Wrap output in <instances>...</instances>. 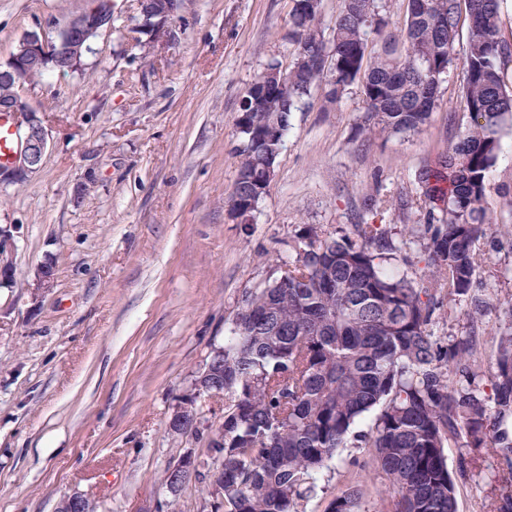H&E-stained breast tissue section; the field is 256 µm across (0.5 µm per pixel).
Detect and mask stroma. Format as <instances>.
<instances>
[{"label":"stroma","instance_id":"stroma-1","mask_svg":"<svg viewBox=\"0 0 512 512\" xmlns=\"http://www.w3.org/2000/svg\"><path fill=\"white\" fill-rule=\"evenodd\" d=\"M89 0H0V61L22 35H56ZM291 0H180L174 36L143 51L137 0H115L112 27L80 70L45 72L19 92L41 112L49 149L21 186H0V225H13L0 285V512H56L74 493L97 512H215L201 484L170 496L168 466L209 453L169 430L180 395L222 346L245 291L262 286L299 230L398 224L402 254L428 207L418 172L464 131V73L454 63L441 103L418 133L357 138L360 85L339 102L322 92L293 112L268 194L251 217L229 198L239 159L236 118L247 89L272 59L294 60ZM408 210L394 209L398 199ZM492 223L512 225V126L487 177ZM481 297L512 301V238L476 246ZM54 284L34 294L43 264ZM458 512H486L502 470L490 449H447ZM369 451L346 448L325 472L324 512L352 478L379 512L388 486Z\"/></svg>","mask_w":512,"mask_h":512}]
</instances>
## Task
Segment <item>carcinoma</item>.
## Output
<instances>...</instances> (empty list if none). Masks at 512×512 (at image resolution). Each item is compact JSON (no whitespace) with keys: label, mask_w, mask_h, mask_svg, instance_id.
I'll return each mask as SVG.
<instances>
[{"label":"carcinoma","mask_w":512,"mask_h":512,"mask_svg":"<svg viewBox=\"0 0 512 512\" xmlns=\"http://www.w3.org/2000/svg\"><path fill=\"white\" fill-rule=\"evenodd\" d=\"M408 9L404 32L387 30L378 0H341L325 37L321 8L292 7L295 58L288 90L244 114L237 127L235 185L251 197L279 150L253 132H288L291 113L312 91L337 102L361 84L364 138L418 131L440 104V87L467 26L461 105L463 136L419 173L430 223L421 230V274L401 255L392 229L353 224L327 231L307 224L296 256L274 260L273 276L245 292L240 321L215 358L224 382V442L198 483L224 512H299L344 448L371 449L387 476L381 512H458L446 448H490L508 470L488 512H512V304L479 350L478 321L491 303L475 293V245L499 231L486 206V178L500 134L512 120V42L501 35L502 0H425ZM382 49L369 50L371 36ZM406 57L397 53L399 39ZM327 67L308 64L320 56ZM469 307V327L442 340L432 325L444 304ZM491 382V393L483 381ZM363 482L345 486L326 512H354Z\"/></svg>","instance_id":"carcinoma-1"}]
</instances>
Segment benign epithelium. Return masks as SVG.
Returning <instances> with one entry per match:
<instances>
[{"mask_svg":"<svg viewBox=\"0 0 512 512\" xmlns=\"http://www.w3.org/2000/svg\"><path fill=\"white\" fill-rule=\"evenodd\" d=\"M113 5L114 0H94L91 7L74 16L54 37L41 31L24 34L16 51L6 62H0V84L7 87L5 95L0 96V118L13 121L17 142L11 161L0 166V184L26 183L40 171L48 149V133L42 114L33 110L17 92L19 75L36 70L64 73L79 69L83 50L90 47L101 31L112 28ZM139 6L142 23L138 26L137 41L151 46L170 41L173 37L171 20L179 7V0H139ZM287 78L288 72L284 70L277 81L268 77L254 81L247 90L251 104L258 106L263 103L276 90V84ZM12 237V225L0 226V280L11 276V266L3 260V248ZM211 374V362L208 361L199 380L182 395L169 421L171 432L181 436L194 433L200 427V421L190 418L191 407L202 399L224 395V392H216L203 384ZM200 472L197 457L186 453L171 466L169 476L174 485L181 486L198 479Z\"/></svg>","mask_w":512,"mask_h":512,"instance_id":"1","label":"benign epithelium"}]
</instances>
